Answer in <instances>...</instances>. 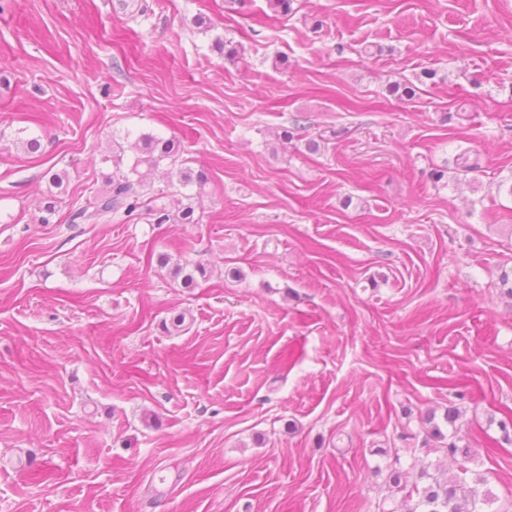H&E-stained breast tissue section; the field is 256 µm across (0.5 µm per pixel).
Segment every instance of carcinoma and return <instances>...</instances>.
Returning <instances> with one entry per match:
<instances>
[{
    "instance_id": "cac0c4a2",
    "label": "carcinoma",
    "mask_w": 512,
    "mask_h": 512,
    "mask_svg": "<svg viewBox=\"0 0 512 512\" xmlns=\"http://www.w3.org/2000/svg\"><path fill=\"white\" fill-rule=\"evenodd\" d=\"M134 149L136 156L128 170L112 173L106 188L96 193L92 202L77 208L73 217L84 224H96L114 216L130 217L137 210L148 206L158 224L170 221H179L183 224L197 223L192 200L206 193L208 175L202 170L180 172L179 185L184 189L190 186L196 188V192L192 194H183L187 204L180 211L172 214L164 207H151L145 200V174L140 168L151 170L164 161L174 164L179 159L180 149L174 140L150 133L139 135L134 143ZM443 450L453 458L459 453L462 454L463 459L457 462V473L445 477L425 471L422 477L426 478L428 483L410 488L402 483L401 474L394 475L393 483L405 491V498L412 501V506L407 512H486L484 507L493 504L494 498L486 487V479L480 477L471 482L467 480L468 450L458 448L454 442L444 445Z\"/></svg>"
}]
</instances>
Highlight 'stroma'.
I'll use <instances>...</instances> for the list:
<instances>
[{"instance_id":"obj_1","label":"stroma","mask_w":512,"mask_h":512,"mask_svg":"<svg viewBox=\"0 0 512 512\" xmlns=\"http://www.w3.org/2000/svg\"><path fill=\"white\" fill-rule=\"evenodd\" d=\"M149 3L0 0V512H512V0ZM148 132L197 223H70ZM441 447L443 448L433 449H442L453 458L459 452L463 456V459L457 461V473L452 476L443 477L442 474L433 475L425 471L422 477L428 480L426 485H413L407 488V485L402 483V475L399 472L394 475L393 483L401 490H405V498L413 502L407 512H493L484 510V506L492 505L495 500L486 487V479L476 478L472 483L467 480V473L470 471L466 465L468 450L458 448L455 442ZM460 494L467 505L465 511L457 502Z\"/></svg>"}]
</instances>
